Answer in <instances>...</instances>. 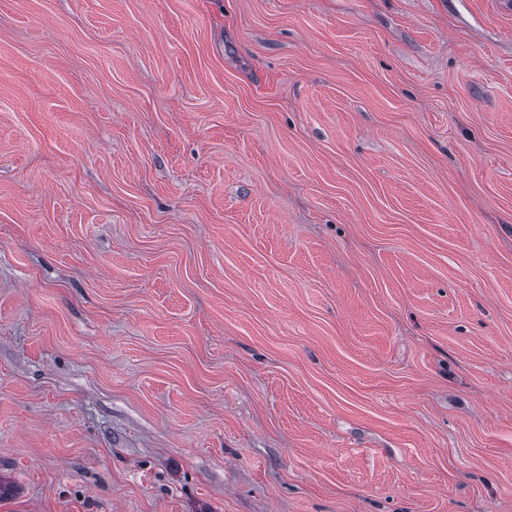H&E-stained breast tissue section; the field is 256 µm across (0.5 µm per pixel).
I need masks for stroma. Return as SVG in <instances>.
<instances>
[{
  "label": "stroma",
  "instance_id": "obj_1",
  "mask_svg": "<svg viewBox=\"0 0 512 512\" xmlns=\"http://www.w3.org/2000/svg\"><path fill=\"white\" fill-rule=\"evenodd\" d=\"M0 512H512V0H0Z\"/></svg>",
  "mask_w": 512,
  "mask_h": 512
}]
</instances>
